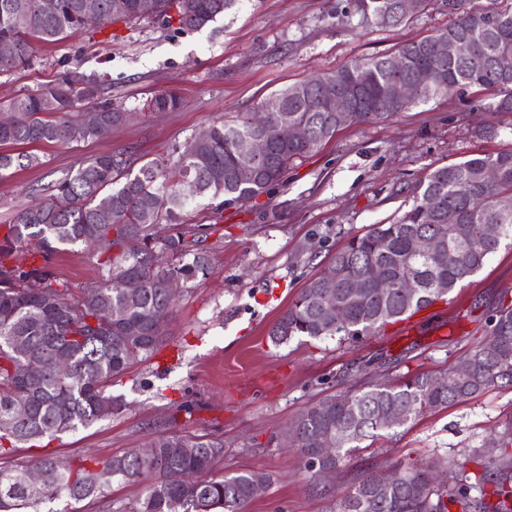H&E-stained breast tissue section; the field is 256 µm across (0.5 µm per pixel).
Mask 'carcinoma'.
Instances as JSON below:
<instances>
[{"mask_svg": "<svg viewBox=\"0 0 512 512\" xmlns=\"http://www.w3.org/2000/svg\"><path fill=\"white\" fill-rule=\"evenodd\" d=\"M127 14L112 12L111 0H56L48 14L40 0H0V43L15 53L0 59V75L32 65L36 45L52 44L91 29L85 6L94 4L95 27L119 20L158 18L167 26L199 30L243 0H128ZM355 9L341 22L397 26L409 20L395 12L396 0H353ZM448 25L397 50L352 60L336 70L288 84L257 106L270 107L264 131L267 152L257 163L261 172L244 181L237 171L252 163L238 142L257 134L251 117L236 115L214 122L204 137L194 135L166 159L133 170L125 153L95 157L64 179L36 190L34 203L0 224V452L3 442L39 443L87 428L122 408L112 395V380L138 358L164 346L173 318L174 289L208 275L202 245L210 224H186L184 215L200 199L217 208L243 204L281 180L288 165L330 140L343 127L372 122L403 112L450 91L472 88L488 92L492 112H512V73L497 68L499 56L512 55V0H494L487 8L464 7V0H445ZM470 38L475 48L449 60L434 53L439 40ZM427 71L431 81L409 100L386 99L394 83H412ZM333 85L350 99L349 112L338 122L323 111L322 89ZM91 78H64L60 83L12 99L0 108L11 114L0 125V147L33 143L70 144L102 138L112 128L138 117L112 107ZM180 106L171 92H158L142 111L167 112ZM99 111L85 123L83 113ZM303 126L308 139L288 144L275 128L281 122ZM32 154L0 150V181L18 167L37 163ZM492 168L496 179L483 176ZM473 229L458 242L456 225ZM439 234L446 255L436 262L414 252L413 239ZM512 245V151L481 155L430 171L415 188V200L392 224H374L351 238L300 290L288 310L271 326L276 344L297 336L320 339L374 333L410 312L430 306L465 279L479 272L502 243ZM94 247L104 269L102 282L76 295L53 271L52 258L67 246ZM388 281L384 292L367 282L371 267ZM126 283L124 288L112 282ZM411 282L406 295L402 283ZM111 312L108 323L99 319ZM488 341L465 358L469 374L453 371L438 380L416 375L396 385L364 387L330 395L296 415L297 448L303 459L317 455L322 440L339 441L325 464L339 469L360 443L393 428L391 409L406 412L407 424L420 415L472 398L490 386L512 385V304L501 296L489 316ZM65 355L71 373L60 375L54 360ZM481 454L490 468L474 477L463 462L448 463V479L429 485L432 466L400 465L390 476L366 472L339 503V512H512V427L488 439ZM224 455L218 438L165 430L155 434L138 456L125 453L104 460L61 459L43 455V479L27 483V467H0V512H41V506L66 498H101L115 481L146 482L129 512H245L253 498L252 474L216 477ZM478 495H471L472 490Z\"/></svg>", "mask_w": 512, "mask_h": 512, "instance_id": "obj_1", "label": "carcinoma"}]
</instances>
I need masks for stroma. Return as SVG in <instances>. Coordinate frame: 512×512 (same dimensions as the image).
<instances>
[{"mask_svg": "<svg viewBox=\"0 0 512 512\" xmlns=\"http://www.w3.org/2000/svg\"><path fill=\"white\" fill-rule=\"evenodd\" d=\"M350 0H245L198 31L158 21L119 22L39 45L31 68L0 75V106L23 93L83 74L103 84L114 103L137 115L99 139L67 145L28 144L39 165L0 182V224L86 160L130 149L139 162L168 156L217 118L253 112L284 85L346 62L388 53L447 24L442 0L390 28L345 25ZM176 92L180 107L144 117L142 102ZM487 92H451L387 119L340 129L291 164L280 185L245 204L200 205L185 218L209 224L208 276L188 282L154 357L130 365L111 392L124 406L112 417L67 432L48 448L60 458L107 459L145 447L164 428L217 437L224 456L215 475L256 472L266 489L245 512H338L359 474L438 459L476 470L483 442L512 425V386L496 385L464 402L363 441L332 481H314L298 451L269 445L307 406L366 383L438 377L487 339V317L501 295L512 298V247L500 246L482 270L444 303L422 311L409 328L392 324L357 337H298L276 345L268 332L300 289L350 238L408 211L430 170L512 150V112L485 109ZM492 134H483V127ZM76 291L97 285L102 271L73 246L52 260ZM194 406L193 415L178 403ZM143 482L116 481L105 498L44 504V512H119Z\"/></svg>", "mask_w": 512, "mask_h": 512, "instance_id": "35a3bbf8", "label": "stroma"}]
</instances>
